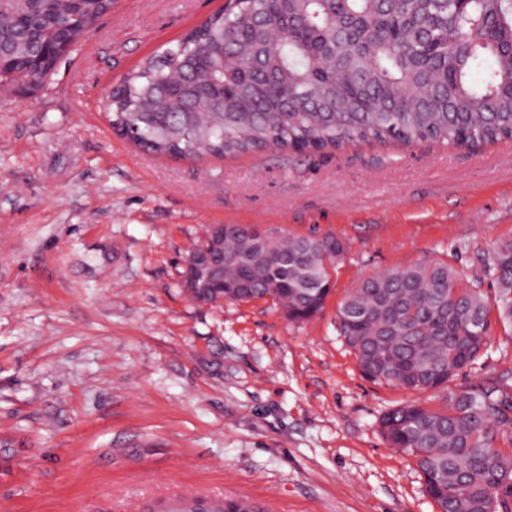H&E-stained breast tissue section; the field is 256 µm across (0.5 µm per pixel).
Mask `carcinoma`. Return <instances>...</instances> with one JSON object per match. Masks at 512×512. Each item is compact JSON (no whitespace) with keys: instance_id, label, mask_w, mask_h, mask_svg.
<instances>
[{"instance_id":"cac0c4a2","label":"carcinoma","mask_w":512,"mask_h":512,"mask_svg":"<svg viewBox=\"0 0 512 512\" xmlns=\"http://www.w3.org/2000/svg\"><path fill=\"white\" fill-rule=\"evenodd\" d=\"M112 0H0V86L39 89L73 37ZM118 134L175 159L311 154L352 142L512 140V0H227L112 88ZM345 252L331 235L224 233L227 275L209 304L269 297L318 314ZM495 295L446 263L395 267L344 299L340 334L363 376L409 391L448 388L485 346L491 313L512 324V240L493 255ZM439 512H512V384L497 379L386 413Z\"/></svg>"}]
</instances>
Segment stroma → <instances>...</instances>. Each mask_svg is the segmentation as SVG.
<instances>
[{
    "label": "stroma",
    "mask_w": 512,
    "mask_h": 512,
    "mask_svg": "<svg viewBox=\"0 0 512 512\" xmlns=\"http://www.w3.org/2000/svg\"><path fill=\"white\" fill-rule=\"evenodd\" d=\"M224 0H114L32 94L0 90V512H152L193 495L268 512H438L384 414L433 391L367 380L338 332L364 278L448 263L493 295L512 239V142L352 143L150 156L117 136L109 94ZM211 224L329 234L346 250L322 311L202 304L184 260ZM512 383L492 319L449 391Z\"/></svg>",
    "instance_id": "stroma-1"
}]
</instances>
